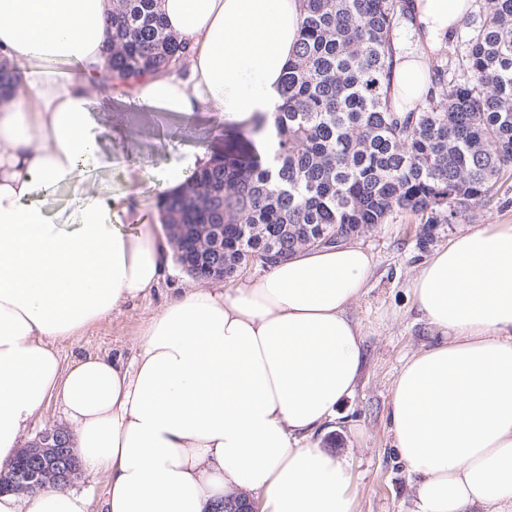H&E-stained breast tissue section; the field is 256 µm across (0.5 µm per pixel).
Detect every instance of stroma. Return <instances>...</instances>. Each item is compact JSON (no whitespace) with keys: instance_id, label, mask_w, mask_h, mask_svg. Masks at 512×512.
<instances>
[{"instance_id":"35a3bbf8","label":"stroma","mask_w":512,"mask_h":512,"mask_svg":"<svg viewBox=\"0 0 512 512\" xmlns=\"http://www.w3.org/2000/svg\"><path fill=\"white\" fill-rule=\"evenodd\" d=\"M95 109L98 121L111 126L112 135L102 142L107 164L88 170L87 179L94 182L104 202L138 204L150 218L160 200L154 182L186 155L199 150L215 153L222 146L225 124L217 112H150L116 100L107 86L100 89ZM488 224H512V179L491 203L474 207L458 223L436 225L431 247L419 246L421 226L407 212L357 237L375 261L368 292L350 310L362 327L364 361L354 395L340 405L332 430L324 438L327 447L351 463L355 512H414L416 508L405 467L392 448L387 416L393 383L404 359L439 339L412 303V278L432 248L447 245L469 226ZM187 280L179 265H171L146 297L61 342L63 361L90 353L130 359L147 321Z\"/></svg>"}]
</instances>
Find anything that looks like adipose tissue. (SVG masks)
Returning <instances> with one entry per match:
<instances>
[{
    "instance_id": "adipose-tissue-1",
    "label": "adipose tissue",
    "mask_w": 512,
    "mask_h": 512,
    "mask_svg": "<svg viewBox=\"0 0 512 512\" xmlns=\"http://www.w3.org/2000/svg\"><path fill=\"white\" fill-rule=\"evenodd\" d=\"M188 40L184 64L116 91L157 112L272 119L304 0H159ZM472 0H414L394 35L395 111L414 108L431 57ZM112 0H0V472L56 401L106 512H355L353 473L316 436L352 396L363 332L350 315L372 254L344 240L290 254L256 277L189 283L148 321L131 361L63 363L61 341L147 296L172 262L164 235L90 188L72 213L39 196L99 164L92 105L109 69ZM138 225L137 234L125 227ZM437 344L404 362L388 420L417 512H512V224L472 226L412 282ZM74 488L0 492V512H88Z\"/></svg>"
}]
</instances>
